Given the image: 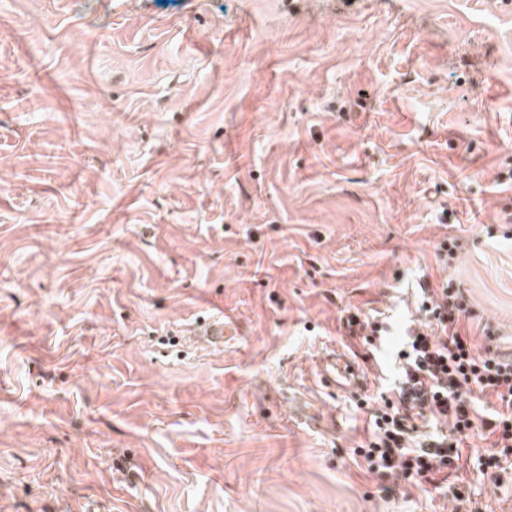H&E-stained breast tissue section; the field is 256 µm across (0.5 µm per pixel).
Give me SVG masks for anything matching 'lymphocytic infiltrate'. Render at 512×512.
I'll return each instance as SVG.
<instances>
[{"mask_svg": "<svg viewBox=\"0 0 512 512\" xmlns=\"http://www.w3.org/2000/svg\"><path fill=\"white\" fill-rule=\"evenodd\" d=\"M473 311L453 281L418 283L415 314L393 353L397 377L381 391L370 411L372 429L355 453L369 470L386 469L402 477L440 486V474L462 459L468 432L491 438L494 454L478 460L480 469H497V449L512 448V357L501 356L487 339L477 347L461 324ZM493 397L490 414L474 407V395ZM449 422V430L421 433L423 418Z\"/></svg>", "mask_w": 512, "mask_h": 512, "instance_id": "obj_1", "label": "lymphocytic infiltrate"}]
</instances>
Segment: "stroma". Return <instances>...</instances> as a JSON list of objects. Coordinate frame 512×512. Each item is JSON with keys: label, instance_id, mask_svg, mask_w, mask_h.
<instances>
[{"label": "stroma", "instance_id": "35a3bbf8", "mask_svg": "<svg viewBox=\"0 0 512 512\" xmlns=\"http://www.w3.org/2000/svg\"><path fill=\"white\" fill-rule=\"evenodd\" d=\"M508 169L512 0H0V512H512L357 462L340 322L450 278L511 356ZM224 315L211 314L199 320L192 327L185 328V336H190L195 344L206 350L224 349ZM321 372L325 382L335 386H343L342 380L349 381V376L354 375V369L348 362V354L335 348L326 352L322 358Z\"/></svg>", "mask_w": 512, "mask_h": 512}]
</instances>
